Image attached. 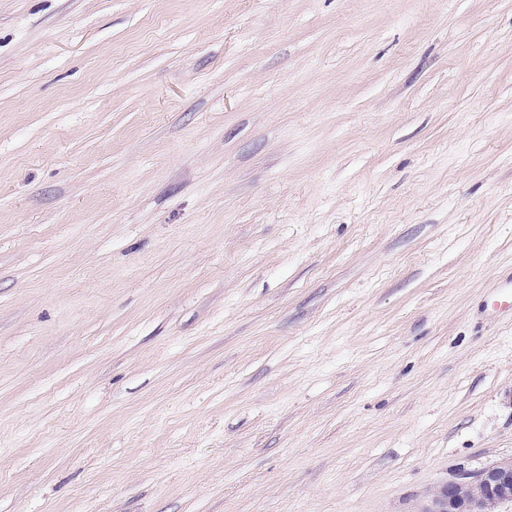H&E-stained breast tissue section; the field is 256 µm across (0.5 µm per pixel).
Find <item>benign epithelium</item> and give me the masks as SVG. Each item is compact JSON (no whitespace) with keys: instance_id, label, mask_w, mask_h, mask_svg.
Wrapping results in <instances>:
<instances>
[{"instance_id":"obj_1","label":"benign epithelium","mask_w":512,"mask_h":512,"mask_svg":"<svg viewBox=\"0 0 512 512\" xmlns=\"http://www.w3.org/2000/svg\"><path fill=\"white\" fill-rule=\"evenodd\" d=\"M512 501V460L493 463L475 477L460 475L444 484L423 512H488V501Z\"/></svg>"}]
</instances>
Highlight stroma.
Here are the masks:
<instances>
[{
    "instance_id": "35a3bbf8",
    "label": "stroma",
    "mask_w": 512,
    "mask_h": 512,
    "mask_svg": "<svg viewBox=\"0 0 512 512\" xmlns=\"http://www.w3.org/2000/svg\"><path fill=\"white\" fill-rule=\"evenodd\" d=\"M510 269L512 0H0V512H421Z\"/></svg>"
}]
</instances>
